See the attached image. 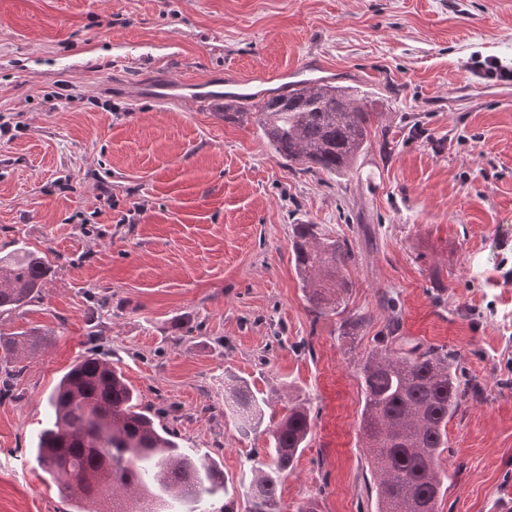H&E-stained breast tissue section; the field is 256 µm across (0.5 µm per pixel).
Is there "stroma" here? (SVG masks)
<instances>
[{"label": "stroma", "mask_w": 512, "mask_h": 512, "mask_svg": "<svg viewBox=\"0 0 512 512\" xmlns=\"http://www.w3.org/2000/svg\"><path fill=\"white\" fill-rule=\"evenodd\" d=\"M311 58L384 113L390 153L303 173L222 103L147 92L228 72L274 89ZM487 59L512 69V0H0V255L58 258L40 298L0 317L50 336L0 400V512H74L35 446L48 395L91 353L235 483L270 455L226 414L229 378L277 390V419L308 401L278 512H375L357 365L394 314L398 335L461 358L439 512H494L512 494V79ZM295 224L353 244L343 314L309 311ZM355 313L368 322L343 336Z\"/></svg>", "instance_id": "35a3bbf8"}]
</instances>
